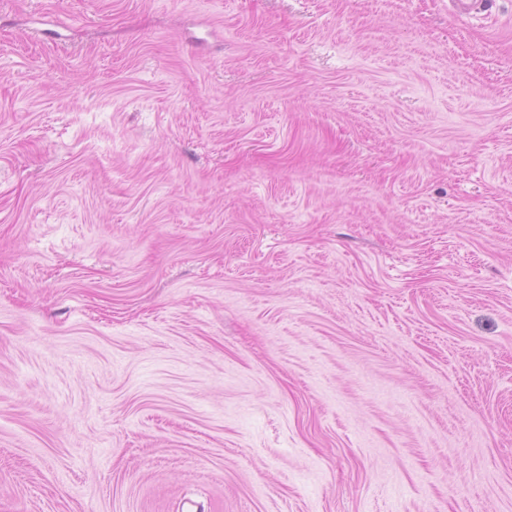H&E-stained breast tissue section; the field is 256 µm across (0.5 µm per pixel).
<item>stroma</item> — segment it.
Masks as SVG:
<instances>
[{
	"label": "stroma",
	"instance_id": "obj_1",
	"mask_svg": "<svg viewBox=\"0 0 512 512\" xmlns=\"http://www.w3.org/2000/svg\"><path fill=\"white\" fill-rule=\"evenodd\" d=\"M0 512H512V0H0Z\"/></svg>",
	"mask_w": 512,
	"mask_h": 512
}]
</instances>
